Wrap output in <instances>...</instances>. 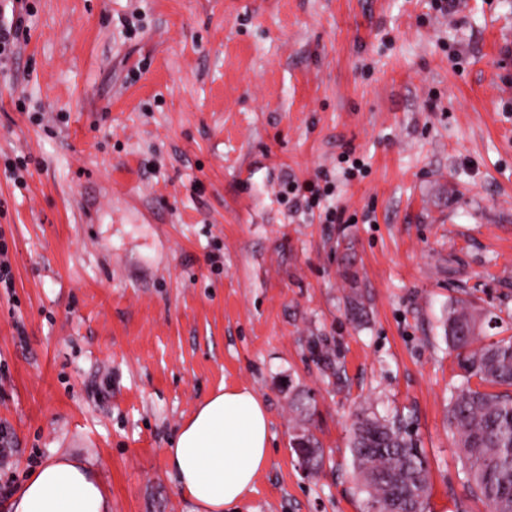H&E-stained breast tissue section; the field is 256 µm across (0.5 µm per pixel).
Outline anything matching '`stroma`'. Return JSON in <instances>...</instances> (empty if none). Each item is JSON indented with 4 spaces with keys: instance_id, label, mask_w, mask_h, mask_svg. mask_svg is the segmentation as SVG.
<instances>
[{
    "instance_id": "35a3bbf8",
    "label": "stroma",
    "mask_w": 512,
    "mask_h": 512,
    "mask_svg": "<svg viewBox=\"0 0 512 512\" xmlns=\"http://www.w3.org/2000/svg\"><path fill=\"white\" fill-rule=\"evenodd\" d=\"M430 2L26 0L0 68V512L59 453L112 512H191L164 450L222 385L258 394L273 435L230 512H363V408L410 422L427 512H485L446 329L462 298L512 336V0ZM349 148L367 171L344 180ZM322 169L348 223L282 194ZM300 397L314 475L290 448Z\"/></svg>"
}]
</instances>
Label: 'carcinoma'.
Wrapping results in <instances>:
<instances>
[{"instance_id": "obj_1", "label": "carcinoma", "mask_w": 512, "mask_h": 512, "mask_svg": "<svg viewBox=\"0 0 512 512\" xmlns=\"http://www.w3.org/2000/svg\"><path fill=\"white\" fill-rule=\"evenodd\" d=\"M486 323L464 300L448 306V346L462 370L450 390L448 423L457 434L470 496L488 512H512V336L484 344ZM350 448L367 512H425L429 465L404 416L357 414ZM293 449L311 469L322 458L303 424Z\"/></svg>"}]
</instances>
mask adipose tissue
<instances>
[{
    "instance_id": "adipose-tissue-1",
    "label": "adipose tissue",
    "mask_w": 512,
    "mask_h": 512,
    "mask_svg": "<svg viewBox=\"0 0 512 512\" xmlns=\"http://www.w3.org/2000/svg\"><path fill=\"white\" fill-rule=\"evenodd\" d=\"M270 421L261 397L245 386L219 387L201 399L165 450L180 493L193 512H224L239 501L271 455ZM10 512H112L97 472L57 454L31 473Z\"/></svg>"
}]
</instances>
